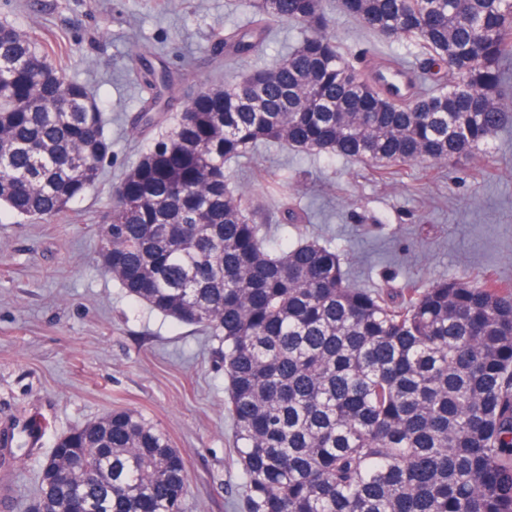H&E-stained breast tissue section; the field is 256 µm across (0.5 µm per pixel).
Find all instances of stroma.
Returning <instances> with one entry per match:
<instances>
[{
  "label": "stroma",
  "mask_w": 512,
  "mask_h": 512,
  "mask_svg": "<svg viewBox=\"0 0 512 512\" xmlns=\"http://www.w3.org/2000/svg\"><path fill=\"white\" fill-rule=\"evenodd\" d=\"M248 19L238 0H0V24L30 31L94 91L112 141L96 187L66 211L32 221L0 210V429L38 430L14 466L0 469L12 493L0 512H26L58 438L114 409L161 424L182 452V512H246L221 337L132 300L94 258L112 188L193 92L217 75H240L236 64L218 67L213 53L226 28ZM330 29L351 56L416 63L406 43L366 31L340 8ZM140 53L179 82L157 125L137 134L147 93L131 60ZM231 174L269 213L285 201L304 212L285 232L263 225L272 244L335 247L359 287H424L482 271L512 284V127L470 160L405 165L387 181L368 164L281 146L240 159Z\"/></svg>",
  "instance_id": "stroma-1"
}]
</instances>
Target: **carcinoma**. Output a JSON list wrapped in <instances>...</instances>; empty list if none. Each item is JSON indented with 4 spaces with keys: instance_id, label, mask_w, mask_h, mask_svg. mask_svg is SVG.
<instances>
[{
    "instance_id": "obj_1",
    "label": "carcinoma",
    "mask_w": 512,
    "mask_h": 512,
    "mask_svg": "<svg viewBox=\"0 0 512 512\" xmlns=\"http://www.w3.org/2000/svg\"><path fill=\"white\" fill-rule=\"evenodd\" d=\"M329 0H244L224 57L264 55L270 24L300 45L198 92L112 190L97 266L131 299L224 339L226 407L248 512H512V288L490 277L356 286L336 249L274 247L227 164L261 145L366 161L386 177L468 158L512 126L501 87L512 0H340L419 48L434 88H387L329 31ZM161 103L172 78L144 70ZM87 86L0 24V208L57 216L112 152ZM182 452L133 410L60 437L37 497L51 512H181Z\"/></svg>"
}]
</instances>
